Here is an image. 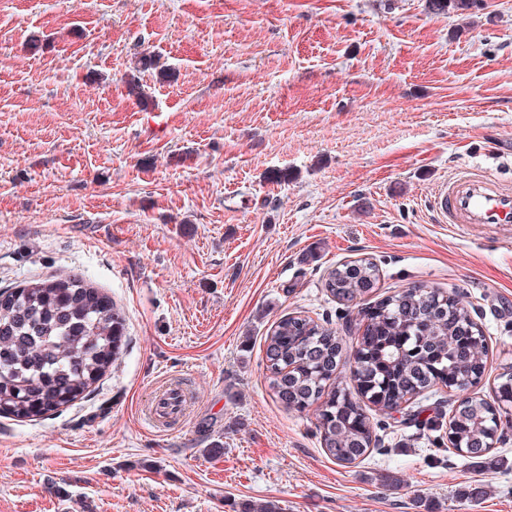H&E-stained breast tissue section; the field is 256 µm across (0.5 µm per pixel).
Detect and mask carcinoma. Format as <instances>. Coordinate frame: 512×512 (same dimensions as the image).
I'll list each match as a JSON object with an SVG mask.
<instances>
[{
    "label": "carcinoma",
    "mask_w": 512,
    "mask_h": 512,
    "mask_svg": "<svg viewBox=\"0 0 512 512\" xmlns=\"http://www.w3.org/2000/svg\"><path fill=\"white\" fill-rule=\"evenodd\" d=\"M434 10L467 11L477 0H431ZM379 281L371 260L341 264L324 288L357 309L362 332L349 378L339 371L342 338L305 315H286L265 337V361L278 401L303 412L314 406L321 447L352 465L376 447L366 407L403 423L443 427L439 407L424 405L438 389L455 393L448 440L471 459L491 452L512 424V372L487 400L473 392L487 364L486 336L460 303L425 284H407L364 305ZM124 318L78 274L0 290V414L35 420L85 398L122 352Z\"/></svg>",
    "instance_id": "1"
}]
</instances>
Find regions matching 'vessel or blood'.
I'll list each match as a JSON object with an SVG mask.
<instances>
[{
  "instance_id": "b4317fda",
  "label": "vessel or blood",
  "mask_w": 512,
  "mask_h": 512,
  "mask_svg": "<svg viewBox=\"0 0 512 512\" xmlns=\"http://www.w3.org/2000/svg\"><path fill=\"white\" fill-rule=\"evenodd\" d=\"M432 207L443 223L460 228L512 224V186L476 170L449 178L436 191ZM188 405L181 379L162 385L143 415L153 429L181 420Z\"/></svg>"
}]
</instances>
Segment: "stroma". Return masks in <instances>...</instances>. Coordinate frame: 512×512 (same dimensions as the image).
I'll use <instances>...</instances> for the list:
<instances>
[{
    "mask_svg": "<svg viewBox=\"0 0 512 512\" xmlns=\"http://www.w3.org/2000/svg\"><path fill=\"white\" fill-rule=\"evenodd\" d=\"M479 167L512 183V0H0V289L77 273L125 346L84 399L0 416V512H512V427L483 462L399 428L344 466L270 387L301 314L356 348L324 289L367 258L382 298L455 296L512 368V242L429 205ZM188 378L163 432L140 412Z\"/></svg>",
    "mask_w": 512,
    "mask_h": 512,
    "instance_id": "obj_1",
    "label": "stroma"
}]
</instances>
